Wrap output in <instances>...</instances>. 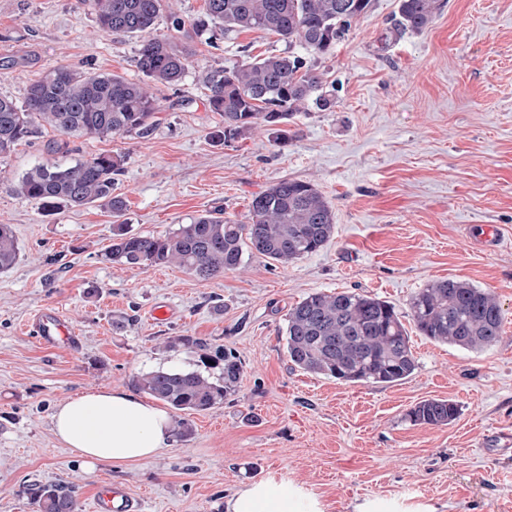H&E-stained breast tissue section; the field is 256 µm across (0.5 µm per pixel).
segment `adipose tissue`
<instances>
[{
    "mask_svg": "<svg viewBox=\"0 0 512 512\" xmlns=\"http://www.w3.org/2000/svg\"><path fill=\"white\" fill-rule=\"evenodd\" d=\"M52 423L57 437L90 463L150 458L170 439L167 413L126 390H100L65 401Z\"/></svg>",
    "mask_w": 512,
    "mask_h": 512,
    "instance_id": "1",
    "label": "adipose tissue"
}]
</instances>
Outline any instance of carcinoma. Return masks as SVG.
Segmentation results:
<instances>
[{"label": "carcinoma", "instance_id": "carcinoma-1", "mask_svg": "<svg viewBox=\"0 0 512 512\" xmlns=\"http://www.w3.org/2000/svg\"><path fill=\"white\" fill-rule=\"evenodd\" d=\"M98 27L140 38L136 64L144 79L56 65L31 84L22 103L0 96V158L48 126L63 136H146L156 126L160 104L154 90L176 87L193 55L187 42L157 33L167 0H84ZM445 0H400V20L387 34L394 41L428 27ZM371 0H204L194 33L220 27L224 33L263 30L288 43L290 52L255 57L231 66H204L198 80L208 89V107L223 120L210 133L224 144L254 130L267 132L271 146L288 144V123L309 102L329 100L322 78L305 68L300 47L318 55L333 52L352 23L366 15ZM120 155L99 154L62 166L40 163L12 188L37 201L47 213L101 203L120 218L126 200L114 194L122 172ZM336 218L312 184L281 178L253 196L247 223L200 214L165 235L132 234L112 225L104 256L114 265H176L209 279L240 267L244 257L286 265L324 247L334 236ZM17 237L0 224V272L18 260ZM410 317L427 338L481 352L502 336V310L496 295L463 280L435 281L410 301ZM282 338L288 360L308 373L346 383L394 384L413 374L416 360L402 315L389 302L366 292L311 293L288 309ZM218 377L199 371H155L136 377L137 387L174 412L200 413L234 394L243 375L231 351L212 359ZM459 414L447 399L418 402L404 415L413 425L441 427ZM39 512H79L75 492L59 485L30 489Z\"/></svg>", "mask_w": 512, "mask_h": 512}]
</instances>
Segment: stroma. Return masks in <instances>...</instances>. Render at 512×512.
<instances>
[{
  "label": "stroma",
  "mask_w": 512,
  "mask_h": 512,
  "mask_svg": "<svg viewBox=\"0 0 512 512\" xmlns=\"http://www.w3.org/2000/svg\"><path fill=\"white\" fill-rule=\"evenodd\" d=\"M400 0H372L333 54L307 55L333 105L309 108L272 147L263 131L226 144L198 81L205 65L287 51L276 35H195L180 86L156 91L159 122L145 137H73L50 155L43 129L0 161V224L20 254L0 272V512H36L31 485L75 490L91 512L100 485L119 483L142 512H226L237 492L282 488L290 512H512V0H447L426 29L382 45ZM137 38L101 31L80 0H0V96L23 101L59 64L138 81ZM122 155L116 193L130 230L165 235L207 210L245 221L255 193L288 177L311 183L336 216L319 251L280 265L261 257L202 279L177 267L104 258L115 217L101 204L42 213L11 187L39 163ZM494 226L481 247L468 228ZM442 279L494 292L502 336L475 354L410 330L417 368L383 385L345 383L289 362L280 330L314 292L365 291L408 313ZM165 305L171 319L153 322ZM58 308L77 349L42 346L35 314ZM201 339L206 349L172 346ZM224 349L242 361L238 391L189 415L194 433L130 465L87 464L52 432L56 405L100 389L135 390L152 371H202ZM431 398L460 413L443 427L405 412Z\"/></svg>",
  "instance_id": "35a3bbf8"
}]
</instances>
